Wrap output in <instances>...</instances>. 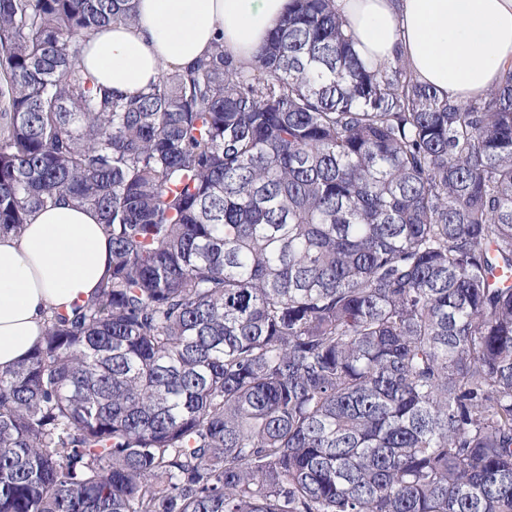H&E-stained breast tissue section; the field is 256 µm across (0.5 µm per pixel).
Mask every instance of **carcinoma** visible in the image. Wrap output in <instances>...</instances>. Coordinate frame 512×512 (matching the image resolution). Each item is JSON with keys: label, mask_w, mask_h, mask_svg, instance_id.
I'll use <instances>...</instances> for the list:
<instances>
[{"label": "carcinoma", "mask_w": 512, "mask_h": 512, "mask_svg": "<svg viewBox=\"0 0 512 512\" xmlns=\"http://www.w3.org/2000/svg\"><path fill=\"white\" fill-rule=\"evenodd\" d=\"M134 0H0V234L69 199L112 276L0 373V512H512V65L441 97L288 0L134 96Z\"/></svg>", "instance_id": "carcinoma-1"}]
</instances>
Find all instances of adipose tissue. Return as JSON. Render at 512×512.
Masks as SVG:
<instances>
[{
  "instance_id": "obj_1",
  "label": "adipose tissue",
  "mask_w": 512,
  "mask_h": 512,
  "mask_svg": "<svg viewBox=\"0 0 512 512\" xmlns=\"http://www.w3.org/2000/svg\"><path fill=\"white\" fill-rule=\"evenodd\" d=\"M360 58L402 53L420 82L449 100L486 94L512 63V0H338ZM287 0H136L138 21L92 35L81 62L130 96L161 69L184 70L215 42L249 65ZM112 273L98 213L63 201L35 213L21 233L0 235V372L38 344L50 310L87 298Z\"/></svg>"
}]
</instances>
